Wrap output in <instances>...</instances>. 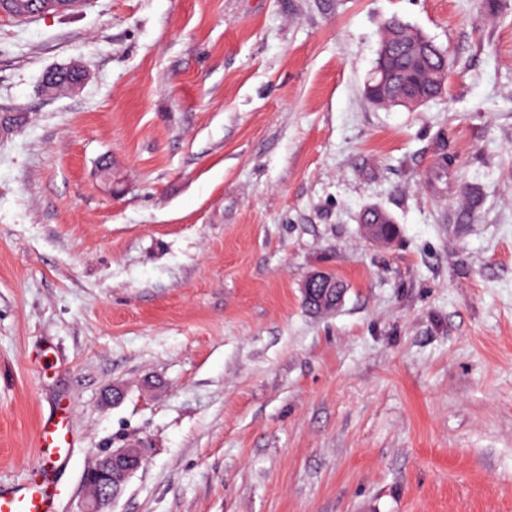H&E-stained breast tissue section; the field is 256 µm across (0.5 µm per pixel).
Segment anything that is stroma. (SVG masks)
<instances>
[{
  "label": "stroma",
  "instance_id": "35a3bbf8",
  "mask_svg": "<svg viewBox=\"0 0 512 512\" xmlns=\"http://www.w3.org/2000/svg\"><path fill=\"white\" fill-rule=\"evenodd\" d=\"M394 17L452 60L413 111L365 94ZM317 270L335 310L304 304ZM58 415L57 512L128 444L112 512H512V9L0 13V489L39 481ZM342 282L336 277L334 278L333 275L323 272V271H316L313 272L308 279L306 280L304 284V297L308 299L313 295V291L315 288L326 286L325 289H334L336 287H340ZM329 287V288H328ZM340 289V291H336V302L335 305L337 306L345 293V288H336ZM37 448L43 449V465L48 466L65 457L70 448L67 428L61 418L48 419L38 429L35 435Z\"/></svg>",
  "mask_w": 512,
  "mask_h": 512
}]
</instances>
